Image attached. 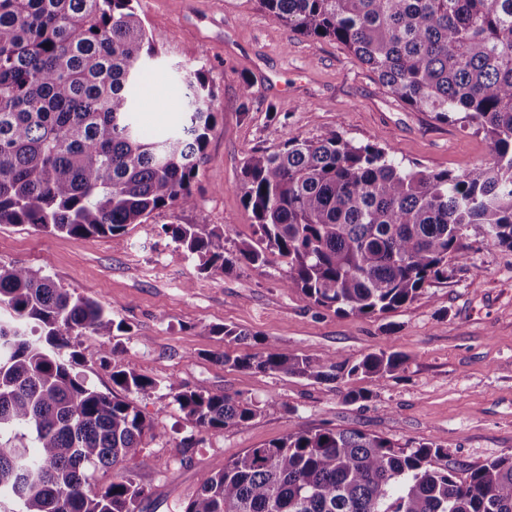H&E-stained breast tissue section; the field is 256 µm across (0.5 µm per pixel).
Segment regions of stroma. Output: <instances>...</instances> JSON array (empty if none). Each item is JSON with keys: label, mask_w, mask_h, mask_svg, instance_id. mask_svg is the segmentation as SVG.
I'll use <instances>...</instances> for the list:
<instances>
[{"label": "stroma", "mask_w": 512, "mask_h": 512, "mask_svg": "<svg viewBox=\"0 0 512 512\" xmlns=\"http://www.w3.org/2000/svg\"><path fill=\"white\" fill-rule=\"evenodd\" d=\"M148 30L163 41L137 114L149 136L178 125L184 107L174 63L200 58L215 85L216 124L194 187L195 204L163 208L124 234L81 239L0 224V263L50 276L73 294L102 303L123 332L72 336V369L97 391L115 392L113 370L148 375L154 388L129 394L151 429L150 466L135 470L145 489L140 512H181L204 476L224 460L287 434L357 429L394 445L433 442L449 467L469 469L512 454V248L463 238L467 259L447 278L429 280L413 303L358 318L315 305L282 285L285 265H236L205 274L199 260L163 231L167 224L226 227L227 251L254 239L256 227L237 184L250 150L275 151L291 137L315 140L336 130L355 144H375L405 166L460 171L491 158L484 136L396 101L376 74L344 46L296 35L255 0H139ZM252 85L243 100L242 80ZM286 83L280 92L278 83ZM229 325L244 342L212 335ZM316 357L335 353L354 364L381 350L406 361L366 400L349 383L282 378L221 365L222 355L267 345ZM105 346L109 364L90 351ZM204 386L262 408L229 432L203 430L174 400L176 387ZM276 407H266L269 398Z\"/></svg>", "instance_id": "obj_1"}]
</instances>
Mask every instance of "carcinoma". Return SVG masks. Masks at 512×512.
Masks as SVG:
<instances>
[{
    "instance_id": "carcinoma-1",
    "label": "carcinoma",
    "mask_w": 512,
    "mask_h": 512,
    "mask_svg": "<svg viewBox=\"0 0 512 512\" xmlns=\"http://www.w3.org/2000/svg\"><path fill=\"white\" fill-rule=\"evenodd\" d=\"M133 0H0V224L78 238L114 237L162 208L194 203L216 123L205 67L183 65L186 121L146 136L134 110L158 34ZM275 22L344 45L406 106L482 133L492 160L469 169L407 168L386 149L334 130L252 150L238 190L257 238L226 254L217 224H167L200 271L276 254L286 288L337 313L371 317L412 303L429 279L466 261L470 234L512 248V0H257ZM104 305L52 278L0 264V512H137L150 429L132 402L74 375V333L110 336ZM221 363L284 378L381 384L395 352L347 367L274 345ZM128 392L154 381L112 372ZM197 426L230 431L261 412L203 386L175 394ZM34 436L38 452L23 443ZM428 442L399 447L357 430L290 433L205 477L182 512H512V455L464 474ZM113 471L97 491L98 469Z\"/></svg>"
}]
</instances>
